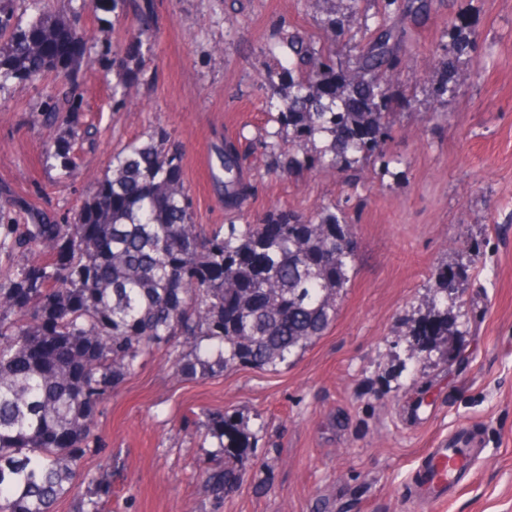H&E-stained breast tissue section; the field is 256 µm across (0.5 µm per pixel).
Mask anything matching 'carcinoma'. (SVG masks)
Here are the masks:
<instances>
[{
    "label": "carcinoma",
    "mask_w": 512,
    "mask_h": 512,
    "mask_svg": "<svg viewBox=\"0 0 512 512\" xmlns=\"http://www.w3.org/2000/svg\"><path fill=\"white\" fill-rule=\"evenodd\" d=\"M15 0H0V92L14 81L58 82L41 103L44 122L60 129L44 146L46 161L64 171L77 164L74 144L90 138L83 116V66L112 72V106L128 104L127 89L154 49L155 17L136 5L139 28L122 45L101 42L86 59L85 7L117 25L128 0H82L66 14L52 0H31L33 13L15 20ZM418 22L429 0H384ZM352 17L331 12L320 26L331 37L351 30ZM285 64L263 84L280 131L256 143L288 176L349 168L360 160L391 173L389 73L399 63L401 32L379 27L353 60H338L332 42L319 45L295 29L273 32ZM325 140L317 148L316 141ZM224 208L241 207L251 191L243 155L231 139L217 153ZM112 176L72 215L59 221L21 198L0 193V512H55L71 493L77 462L97 444L93 422L112 390L155 349L166 347L179 372L208 377L237 366L275 369L322 336L336 319L350 280L355 241L347 215L331 204L308 214L271 210L258 224L207 231L193 222L182 154L156 126L144 142L112 156ZM30 223L18 224L13 208ZM435 269L432 311L412 336L421 351L448 339V280ZM192 340L187 353L173 339ZM224 468L207 472L219 495L239 480L235 460L251 433L233 415H207Z\"/></svg>",
    "instance_id": "1"
}]
</instances>
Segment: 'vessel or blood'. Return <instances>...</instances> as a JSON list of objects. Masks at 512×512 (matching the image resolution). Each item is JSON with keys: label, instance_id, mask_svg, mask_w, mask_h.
<instances>
[{"label": "vessel or blood", "instance_id": "vessel-or-blood-1", "mask_svg": "<svg viewBox=\"0 0 512 512\" xmlns=\"http://www.w3.org/2000/svg\"><path fill=\"white\" fill-rule=\"evenodd\" d=\"M468 438V428H461L423 454L414 486L420 501L428 505L440 503L450 492L472 480L476 454L469 448Z\"/></svg>", "mask_w": 512, "mask_h": 512}]
</instances>
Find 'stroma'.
I'll list each match as a JSON object with an SVG mask.
<instances>
[{
  "instance_id": "1",
  "label": "stroma",
  "mask_w": 512,
  "mask_h": 512,
  "mask_svg": "<svg viewBox=\"0 0 512 512\" xmlns=\"http://www.w3.org/2000/svg\"><path fill=\"white\" fill-rule=\"evenodd\" d=\"M151 2L154 53L128 106L113 110L99 65L83 70L97 132L70 172L44 159L57 134L39 111L45 83L0 94V187L64 217L110 175L114 153L159 124L182 148L195 223L332 203L354 225L355 270L334 323L288 365L201 378L147 355L101 404L99 445L57 512H74L78 496L102 512H417L420 456L465 425L478 428L474 478L429 512H512V0H433L417 24L390 14L407 32L390 74L392 174L364 161L283 178L255 149L238 212L216 186V149L275 131L261 79L283 56L269 53L270 35L285 23L323 40L315 0ZM454 32L476 49L451 47ZM443 266L463 274L448 292V341L419 352L408 322L430 311L428 281ZM225 412L255 438L218 498L204 482L217 466L206 416Z\"/></svg>"
}]
</instances>
